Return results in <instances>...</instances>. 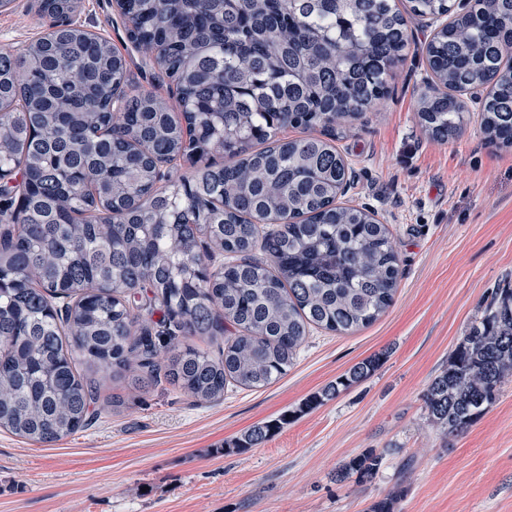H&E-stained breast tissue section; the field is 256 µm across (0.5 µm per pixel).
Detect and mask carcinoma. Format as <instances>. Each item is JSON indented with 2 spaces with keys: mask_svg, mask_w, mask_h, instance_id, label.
Instances as JSON below:
<instances>
[{
  "mask_svg": "<svg viewBox=\"0 0 512 512\" xmlns=\"http://www.w3.org/2000/svg\"><path fill=\"white\" fill-rule=\"evenodd\" d=\"M38 2L47 32L0 57V173L25 174L20 196L0 199V430L30 442L93 425L99 369L218 404L231 385L285 376L311 328L346 334L391 306L394 234L341 202L352 171L314 131L348 130L386 96L408 20L439 23L423 131L457 137L460 93L483 88L480 129L512 147V0H469L463 15L454 0H122L128 39L176 86L177 114L128 89L112 42L73 20L81 0ZM289 128L306 135L280 136ZM215 153L232 162L213 166ZM378 366L357 363L302 409ZM511 377L506 292L428 385L429 421L467 429ZM381 462L369 450L341 475L370 478Z\"/></svg>",
  "mask_w": 512,
  "mask_h": 512,
  "instance_id": "cac0c4a2",
  "label": "carcinoma"
}]
</instances>
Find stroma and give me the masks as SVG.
Wrapping results in <instances>:
<instances>
[{
    "label": "stroma",
    "mask_w": 512,
    "mask_h": 512,
    "mask_svg": "<svg viewBox=\"0 0 512 512\" xmlns=\"http://www.w3.org/2000/svg\"><path fill=\"white\" fill-rule=\"evenodd\" d=\"M76 20L108 38L138 91L175 103L154 59L128 40L112 0H82ZM47 30L35 0L0 8V51ZM413 46L376 110L336 145L353 172L346 198L391 225L401 276L391 307L344 335L311 331L294 367L261 390L228 387L198 405L163 384L129 396L123 379L97 375L93 427L49 444L0 431V512H368L396 495L394 512H512V379L469 428L428 421L429 383L484 307L512 289V148L488 145L477 123L437 141L417 122L429 28L410 23ZM376 357L368 379L318 407L302 404L352 366ZM295 412L279 432L240 452L225 445ZM374 477L337 480L367 449Z\"/></svg>",
    "instance_id": "obj_1"
}]
</instances>
